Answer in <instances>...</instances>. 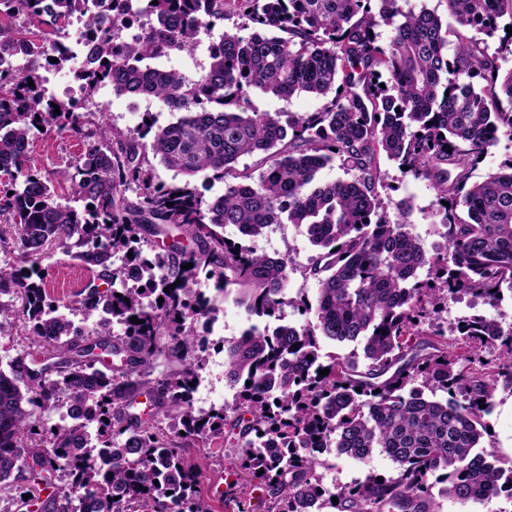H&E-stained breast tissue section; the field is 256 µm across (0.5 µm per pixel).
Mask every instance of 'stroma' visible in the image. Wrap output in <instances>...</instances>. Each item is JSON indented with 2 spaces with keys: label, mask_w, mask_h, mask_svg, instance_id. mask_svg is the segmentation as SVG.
I'll use <instances>...</instances> for the list:
<instances>
[{
  "label": "stroma",
  "mask_w": 512,
  "mask_h": 512,
  "mask_svg": "<svg viewBox=\"0 0 512 512\" xmlns=\"http://www.w3.org/2000/svg\"><path fill=\"white\" fill-rule=\"evenodd\" d=\"M96 101L107 103L109 119L112 126L122 130H135L140 124L143 113H151L156 125L164 126L175 121L177 115L168 106L156 99L142 98L132 101L128 96H115L111 90H99ZM324 104L323 99L310 94H300L291 100H283L274 95L252 90L246 104L251 112H292L305 114L319 111ZM33 158L38 168L50 170L65 166L83 153L88 143L82 139L70 137L54 130L33 132ZM381 168L386 173L384 186L380 194L389 206H396L400 201H410L411 213L408 217L424 244L425 249H433L441 239V227L436 214L437 203L435 193L427 181L416 180L402 174L392 162H382ZM259 251L268 254H290L299 262H306L314 249L303 235L298 233L294 225L276 224L269 228L265 236L256 240ZM47 279L53 285V292L58 298L70 301L80 291L86 279V273L79 266L71 264L62 254H54L47 259ZM485 420L492 431L495 451L503 458L512 457V393L497 391L493 398L491 411ZM197 460L202 471L201 489L208 497L213 512H237L234 502L226 501L224 469L228 462L224 451L220 448H206L198 455ZM384 477L393 476L395 468L392 462L383 455L373 456L368 462L362 463L342 456L336 458L334 468L327 470L323 483L327 487L350 485L364 480L367 474Z\"/></svg>",
  "instance_id": "1"
}]
</instances>
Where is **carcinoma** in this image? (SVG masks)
<instances>
[{
    "label": "carcinoma",
    "instance_id": "cac0c4a2",
    "mask_svg": "<svg viewBox=\"0 0 512 512\" xmlns=\"http://www.w3.org/2000/svg\"><path fill=\"white\" fill-rule=\"evenodd\" d=\"M246 2L248 34L223 32L189 78L155 61L193 52L224 22V0H0V217L15 227L10 238L0 226L3 252L15 255L0 267V335L20 299L27 336L0 368V489L42 512H87L88 500L96 512H210L185 449L216 445L236 479L258 480L264 512H431L433 478L461 504L503 492L512 501V461L484 443L497 387L512 392V325L500 313L442 316L455 292L496 309L502 285L512 291V159L472 180L500 137L512 140V66L503 67L512 0H445L454 30L407 0ZM100 7L112 12L110 31ZM78 16L89 60L75 79L86 97L105 82L182 116L161 127L146 113L134 134L114 127L90 145L75 172H43L31 164L32 130L84 139L107 126L102 108L42 89L40 68L68 62L55 37ZM138 16L153 27L124 39ZM381 26L391 29L385 44ZM251 89L326 102L284 123L280 112L244 111ZM253 155L258 176L236 172ZM156 159L182 180H160ZM383 159L435 191L439 251L389 218ZM334 161L347 178L319 180ZM200 175L224 182V193L203 198L192 185ZM273 224L307 238V263L224 233L254 240ZM51 249L89 276L73 302L47 289ZM297 273L317 281L314 301L289 296ZM203 276L233 289L250 318L224 341L233 401L207 410L194 403L209 355L194 325L219 307L201 299ZM286 306L304 322L269 331ZM455 332L459 352L448 349ZM326 340L363 344L364 364L322 355ZM104 349L114 364L100 361ZM141 395L154 399L148 417L133 411ZM53 408L69 423L47 431L39 413ZM332 452L360 462L382 454L397 475L323 494L321 455Z\"/></svg>",
    "mask_w": 512,
    "mask_h": 512
}]
</instances>
